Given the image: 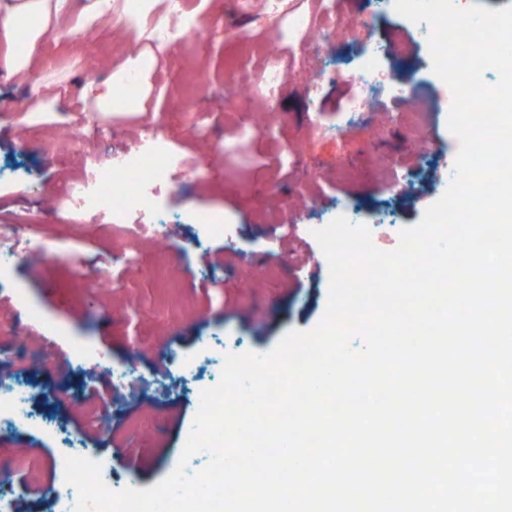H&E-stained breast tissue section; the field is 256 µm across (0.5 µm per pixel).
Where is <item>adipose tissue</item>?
I'll return each mask as SVG.
<instances>
[{
	"label": "adipose tissue",
	"mask_w": 512,
	"mask_h": 512,
	"mask_svg": "<svg viewBox=\"0 0 512 512\" xmlns=\"http://www.w3.org/2000/svg\"><path fill=\"white\" fill-rule=\"evenodd\" d=\"M66 0H0V35L8 50L0 56V69L16 75L42 65L43 60L33 51L35 42L51 28L65 9ZM157 64L156 54L141 50L128 68L118 69L109 80L86 84L83 97L92 99L102 112H139L142 101L125 97L121 91L127 69H135L141 76H149Z\"/></svg>",
	"instance_id": "obj_1"
}]
</instances>
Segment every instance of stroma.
Wrapping results in <instances>:
<instances>
[{
  "instance_id": "1",
  "label": "stroma",
  "mask_w": 512,
  "mask_h": 512,
  "mask_svg": "<svg viewBox=\"0 0 512 512\" xmlns=\"http://www.w3.org/2000/svg\"><path fill=\"white\" fill-rule=\"evenodd\" d=\"M190 2L197 41L172 42L161 55L143 82L144 112H101L82 97L86 83L109 79L140 49L109 17L75 32L72 18L88 0H69L70 19L38 40L48 68L0 72V225L24 224L26 237L57 248L51 262L0 265V346L12 350L0 355V375L28 392L24 422L0 429V468L23 453L40 463L0 492V512H59L70 493L61 461L74 448L116 478L134 471L137 489L172 473L225 355L268 353L290 330L321 322L330 273L314 230L346 203L348 221L391 251L450 185L459 150L447 124L452 94L432 70L420 24L382 11L379 0H334L335 42L313 38L281 56L282 87L243 102L235 78L260 85L265 36L289 43L291 17H316L321 0H285L284 14L249 16L231 0ZM244 29L255 33L247 47ZM373 43L387 49L379 72L411 78L427 102L422 133L388 121L397 110L390 94L359 87V55ZM313 76L321 87L311 95ZM356 92L367 106L359 114L344 109ZM82 125L96 134L75 151L55 150ZM151 130L189 174L155 200L160 222L176 230L168 249L115 232L107 212L87 215L82 232L46 219L73 179L119 160ZM202 213L229 234L210 232ZM124 253L136 265L125 266ZM99 275L111 286L89 295ZM83 347L102 358L100 371L78 359ZM116 368L132 370V386H116ZM87 403L107 408L109 434L87 425Z\"/></svg>"
}]
</instances>
